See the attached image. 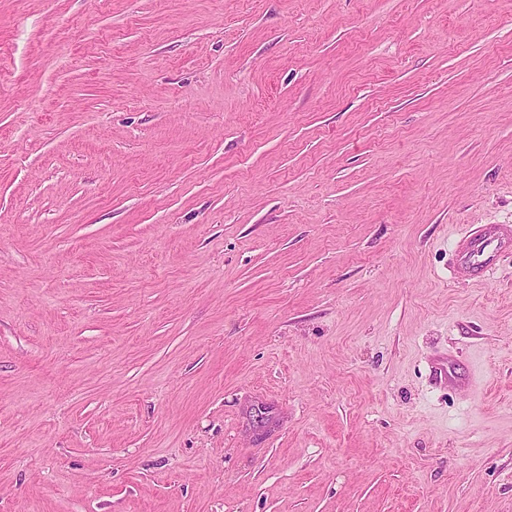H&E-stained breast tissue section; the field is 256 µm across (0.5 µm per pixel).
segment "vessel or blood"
I'll return each mask as SVG.
<instances>
[{
  "mask_svg": "<svg viewBox=\"0 0 512 512\" xmlns=\"http://www.w3.org/2000/svg\"><path fill=\"white\" fill-rule=\"evenodd\" d=\"M512 252V224H484L463 234L456 248L457 262L473 278L486 280L499 257Z\"/></svg>",
  "mask_w": 512,
  "mask_h": 512,
  "instance_id": "b4317fda",
  "label": "vessel or blood"
}]
</instances>
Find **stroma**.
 Masks as SVG:
<instances>
[{
    "label": "stroma",
    "mask_w": 512,
    "mask_h": 512,
    "mask_svg": "<svg viewBox=\"0 0 512 512\" xmlns=\"http://www.w3.org/2000/svg\"><path fill=\"white\" fill-rule=\"evenodd\" d=\"M479 224L512 0H0V512H512Z\"/></svg>",
    "instance_id": "obj_1"
}]
</instances>
